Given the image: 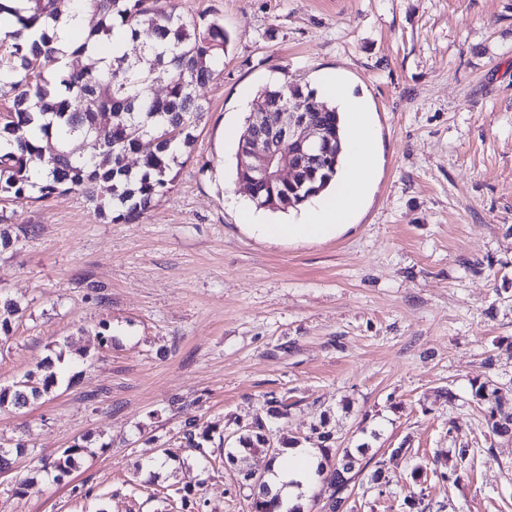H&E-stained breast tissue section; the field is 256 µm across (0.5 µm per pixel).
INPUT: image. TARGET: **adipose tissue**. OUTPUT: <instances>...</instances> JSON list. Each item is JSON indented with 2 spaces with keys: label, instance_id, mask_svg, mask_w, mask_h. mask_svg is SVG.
<instances>
[{
  "label": "adipose tissue",
  "instance_id": "1",
  "mask_svg": "<svg viewBox=\"0 0 512 512\" xmlns=\"http://www.w3.org/2000/svg\"><path fill=\"white\" fill-rule=\"evenodd\" d=\"M322 91L333 99L343 116L348 165L337 173L334 192L309 207L299 223L269 224L261 210L243 207L242 219L248 230L268 243L321 242L335 236L359 206L372 181L376 164L373 132L362 99L334 76L327 78ZM319 461L317 448L300 445L286 448L283 456L272 464L268 483L272 490L280 492L285 512L305 506L308 490L317 479Z\"/></svg>",
  "mask_w": 512,
  "mask_h": 512
}]
</instances>
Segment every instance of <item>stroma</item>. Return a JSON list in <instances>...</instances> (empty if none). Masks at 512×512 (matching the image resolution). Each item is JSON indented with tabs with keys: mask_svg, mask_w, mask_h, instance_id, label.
I'll use <instances>...</instances> for the list:
<instances>
[{
	"mask_svg": "<svg viewBox=\"0 0 512 512\" xmlns=\"http://www.w3.org/2000/svg\"><path fill=\"white\" fill-rule=\"evenodd\" d=\"M169 2L221 20L229 43L151 208L118 224L78 191L0 203V298L20 307L0 332V387L48 358L61 377L0 410V448H27L0 475V512H165L186 487L208 512H247L223 444L272 398L288 404L274 436L305 438L326 410L338 445L368 442L383 462L391 485L356 477L352 512H405L427 461V512H512V443L490 442L469 395L512 380V355L483 366L512 338V0ZM335 71L370 110L372 185L336 237L259 240L227 131L262 86L315 90ZM189 416L222 439L146 472ZM462 441L474 457L455 485L442 474ZM76 443L91 453L72 475L35 474Z\"/></svg>",
	"mask_w": 512,
	"mask_h": 512,
	"instance_id": "obj_1",
	"label": "stroma"
}]
</instances>
